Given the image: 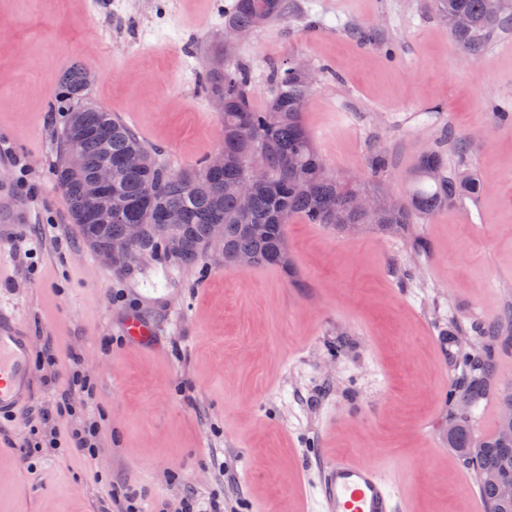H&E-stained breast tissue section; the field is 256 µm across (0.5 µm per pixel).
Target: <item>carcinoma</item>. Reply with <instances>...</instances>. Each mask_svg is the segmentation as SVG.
Instances as JSON below:
<instances>
[{
	"mask_svg": "<svg viewBox=\"0 0 512 512\" xmlns=\"http://www.w3.org/2000/svg\"><path fill=\"white\" fill-rule=\"evenodd\" d=\"M436 10L448 23L456 45L475 57L484 44L502 27L512 11V0H435ZM288 13V0H235L224 13V26L252 29L259 22L270 23ZM463 15L469 26L456 28L451 20ZM85 67L72 64L63 74L61 96L51 111L60 117L63 156L54 171L57 185L69 206L83 240L94 253L108 250L115 242H126L141 255L153 256L174 265L196 263L204 250L222 246L224 266L239 267L243 255L253 265L290 268L288 224L296 217L309 224H329L339 231L371 227L399 238L412 235L413 211L433 213L448 201L476 195L475 178L446 167L443 158L431 153L420 161L414 194V209L390 199L375 212L357 209L351 196L360 192L336 180L314 148L302 122V112L312 92L300 66L275 67L270 73L275 93L263 110L252 107L248 94L249 76L240 68L225 64L206 65L204 81L212 97L224 100V167L170 173L146 150L136 134L102 107L87 101L82 83ZM79 149L84 168L69 169L68 153ZM137 154L142 164L136 169L124 159ZM112 160V198L123 210L109 222L84 219L89 207L86 186L104 159ZM251 165L264 168L268 179L250 187V204L240 206L234 186L248 176ZM168 210L184 214V223L164 241L153 232ZM224 225V239L217 241L211 229ZM506 337L480 331L473 352L466 356L468 374L463 396L470 407L494 398L501 407L512 409V393L496 390L493 380L492 348ZM455 429L448 434V446L474 471L479 495L486 512H512V502L498 496L496 488L483 480L486 471L512 477V438L495 432L475 435L471 414L453 413Z\"/></svg>",
	"mask_w": 512,
	"mask_h": 512,
	"instance_id": "carcinoma-1",
	"label": "carcinoma"
}]
</instances>
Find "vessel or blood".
<instances>
[{"label":"vessel or blood","instance_id":"1","mask_svg":"<svg viewBox=\"0 0 512 512\" xmlns=\"http://www.w3.org/2000/svg\"><path fill=\"white\" fill-rule=\"evenodd\" d=\"M30 338L15 316L0 311V419L22 413L33 394ZM323 512H400L402 500L379 466L345 456L321 471Z\"/></svg>","mask_w":512,"mask_h":512}]
</instances>
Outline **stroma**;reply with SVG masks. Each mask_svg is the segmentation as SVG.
Instances as JSON below:
<instances>
[{"label":"stroma","instance_id":"1","mask_svg":"<svg viewBox=\"0 0 512 512\" xmlns=\"http://www.w3.org/2000/svg\"><path fill=\"white\" fill-rule=\"evenodd\" d=\"M234 0H0V308L58 356L32 402L0 422V512H111L109 489L145 506L224 499L230 512H322L317 471L344 455L383 467L407 512H482L448 446L466 376L448 339L512 329V22L461 55L433 0H288L286 18L224 49ZM372 30V43L355 31ZM228 52L264 109L271 67L306 64L303 122L331 174L412 205L419 161L440 153L477 195L418 217L421 248L293 218L291 272L145 256L117 274L84 243L52 176L48 106L73 63L88 97L157 162L192 171L218 149L222 115L203 83ZM388 165L372 175L369 162ZM136 317L142 342L124 333ZM93 382L94 456L29 443L70 378Z\"/></svg>","mask_w":512,"mask_h":512}]
</instances>
